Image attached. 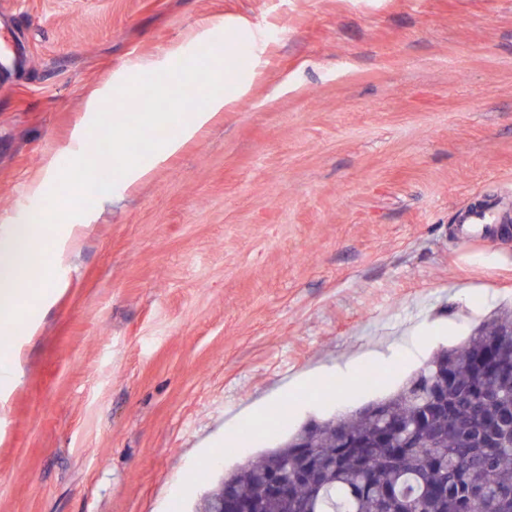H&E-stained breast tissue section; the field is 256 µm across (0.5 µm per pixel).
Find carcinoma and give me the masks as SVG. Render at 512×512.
I'll list each match as a JSON object with an SVG mask.
<instances>
[{
	"label": "carcinoma",
	"mask_w": 512,
	"mask_h": 512,
	"mask_svg": "<svg viewBox=\"0 0 512 512\" xmlns=\"http://www.w3.org/2000/svg\"><path fill=\"white\" fill-rule=\"evenodd\" d=\"M510 326L511 309L494 313L461 344L435 352L372 413L303 424L222 476L197 508L222 489L253 512H512V335H501ZM444 369L448 412L434 413L427 399ZM348 440L363 447L347 448ZM274 460L288 477L286 497L266 492Z\"/></svg>",
	"instance_id": "carcinoma-1"
}]
</instances>
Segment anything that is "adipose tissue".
Returning <instances> with one entry per match:
<instances>
[{
	"label": "adipose tissue",
	"mask_w": 512,
	"mask_h": 512,
	"mask_svg": "<svg viewBox=\"0 0 512 512\" xmlns=\"http://www.w3.org/2000/svg\"><path fill=\"white\" fill-rule=\"evenodd\" d=\"M136 71V65H129L126 72L113 76L111 84L89 92L85 103V116L74 127L69 146L48 157L39 175L29 182L27 190L31 196L45 195L65 174L83 180L92 179L97 163L84 151L88 131L103 120L107 109L119 111L124 108L129 100L132 75Z\"/></svg>",
	"instance_id": "obj_1"
}]
</instances>
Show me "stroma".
<instances>
[{
  "label": "stroma",
  "mask_w": 512,
  "mask_h": 512,
  "mask_svg": "<svg viewBox=\"0 0 512 512\" xmlns=\"http://www.w3.org/2000/svg\"><path fill=\"white\" fill-rule=\"evenodd\" d=\"M217 25L250 90L82 216L0 396V512H193L227 423L277 443L512 305V223L455 233L512 213V0H0V225L90 89Z\"/></svg>",
  "instance_id": "1"
}]
</instances>
